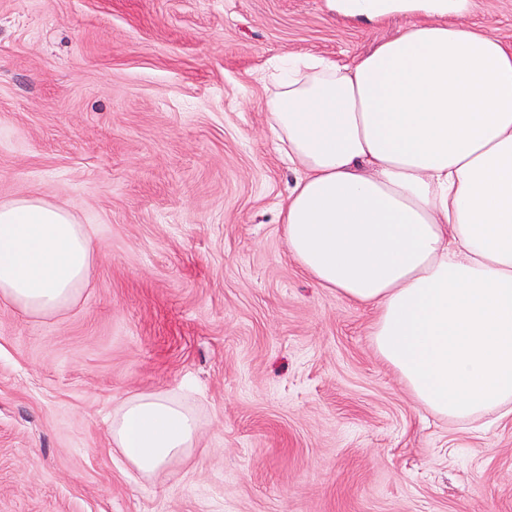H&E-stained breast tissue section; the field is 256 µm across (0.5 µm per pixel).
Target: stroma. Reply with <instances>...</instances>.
Here are the masks:
<instances>
[{"label":"stroma","instance_id":"obj_1","mask_svg":"<svg viewBox=\"0 0 512 512\" xmlns=\"http://www.w3.org/2000/svg\"><path fill=\"white\" fill-rule=\"evenodd\" d=\"M460 17L512 45V0ZM407 20L329 0H0V202L70 208L96 248L60 313L0 303V512H512V416L419 407L373 309L288 251L278 58L346 60ZM186 398L156 480L112 450L130 395Z\"/></svg>","mask_w":512,"mask_h":512}]
</instances>
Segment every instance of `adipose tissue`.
Masks as SVG:
<instances>
[{"label": "adipose tissue", "instance_id": "1", "mask_svg": "<svg viewBox=\"0 0 512 512\" xmlns=\"http://www.w3.org/2000/svg\"><path fill=\"white\" fill-rule=\"evenodd\" d=\"M383 21L423 12L351 62L292 55L267 101L295 173L279 205L288 250L322 286L373 306L372 343L415 402L469 423L512 415V46L452 23L470 0H343ZM95 250L73 212L0 204V302L59 313ZM184 399L138 393L113 447L142 477L189 457Z\"/></svg>", "mask_w": 512, "mask_h": 512}]
</instances>
